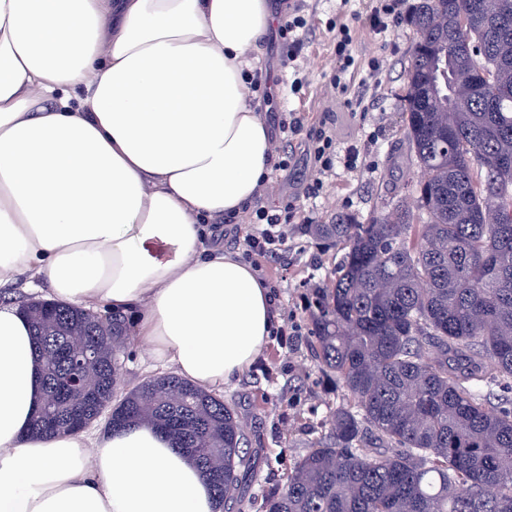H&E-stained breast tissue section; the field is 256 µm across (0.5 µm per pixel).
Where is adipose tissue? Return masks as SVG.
Instances as JSON below:
<instances>
[{
  "label": "adipose tissue",
  "instance_id": "ef3b65f1",
  "mask_svg": "<svg viewBox=\"0 0 512 512\" xmlns=\"http://www.w3.org/2000/svg\"><path fill=\"white\" fill-rule=\"evenodd\" d=\"M267 0H0V284L132 313L154 359L207 388L258 357L272 290L207 245L274 168L245 90ZM40 367L0 304V512H216L147 425L30 435Z\"/></svg>",
  "mask_w": 512,
  "mask_h": 512
}]
</instances>
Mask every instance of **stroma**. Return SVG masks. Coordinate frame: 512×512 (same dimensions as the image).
<instances>
[{"label": "stroma", "instance_id": "35a3bbf8", "mask_svg": "<svg viewBox=\"0 0 512 512\" xmlns=\"http://www.w3.org/2000/svg\"><path fill=\"white\" fill-rule=\"evenodd\" d=\"M371 6V0H306L301 90L291 87L293 72L283 64L286 50L275 34H268L253 51L258 70L272 81L270 93L251 98L256 111L270 116L302 113L306 126L325 125L334 151L344 152L353 144L361 149L357 168L334 165L320 191L311 196L306 187L312 162L300 140H293L290 165L274 170L262 205L294 204L298 216L315 224L328 223L339 211L355 214L364 223L376 208L398 198L403 182L412 176L399 94L406 82L413 31L403 23L375 33L365 22ZM338 20L348 24L353 37L354 64L345 76L349 89L343 94L327 88L336 61L332 26ZM375 59L383 63L376 72L370 69ZM335 262V250L323 248L301 229L289 239L282 259L261 264L260 274L275 295L276 331L253 365L222 392L245 427L255 459L256 477L241 488L244 512H253V502L281 491L294 463L309 448L332 439L326 416L344 392L327 380L312 358L305 294L325 279ZM163 371L137 340H130L120 389L128 391Z\"/></svg>", "mask_w": 512, "mask_h": 512}]
</instances>
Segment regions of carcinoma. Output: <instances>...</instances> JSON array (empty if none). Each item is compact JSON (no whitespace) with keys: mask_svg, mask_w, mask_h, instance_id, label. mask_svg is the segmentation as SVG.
<instances>
[{"mask_svg":"<svg viewBox=\"0 0 512 512\" xmlns=\"http://www.w3.org/2000/svg\"><path fill=\"white\" fill-rule=\"evenodd\" d=\"M416 0L402 128L420 169L362 224L338 212L309 233L336 245L308 289L313 359L348 400L333 442L294 465L259 512H512V0ZM42 396L34 436L112 409L195 460L218 505L252 477L245 430L218 394L174 375L118 395L126 317L52 300L22 304Z\"/></svg>","mask_w":512,"mask_h":512,"instance_id":"obj_1","label":"carcinoma"}]
</instances>
